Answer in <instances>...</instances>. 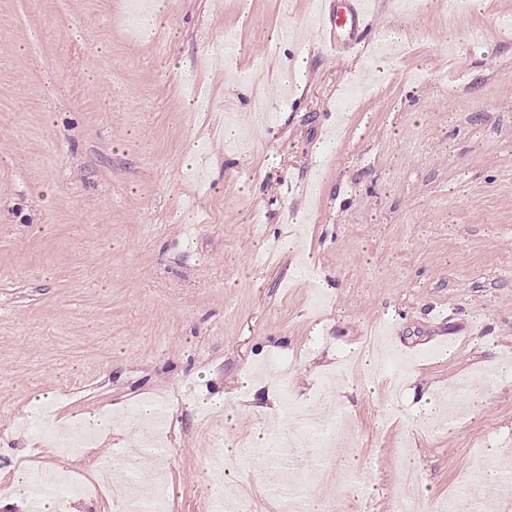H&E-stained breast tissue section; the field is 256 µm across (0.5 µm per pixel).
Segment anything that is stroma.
Instances as JSON below:
<instances>
[{
  "mask_svg": "<svg viewBox=\"0 0 512 512\" xmlns=\"http://www.w3.org/2000/svg\"><path fill=\"white\" fill-rule=\"evenodd\" d=\"M148 2L0 0V419L37 417L41 390L50 424L102 409L115 424L72 456L0 432V473L91 476L138 452L128 409L149 399L168 411V512H214L217 448L250 441L282 395L363 379L351 351L380 332L406 369L325 411L356 466L342 488L335 448L298 449L304 493L344 512L458 497L482 453L512 449V0L453 18L444 0H372L363 36L382 60L362 75L321 47L316 0H170L152 32ZM286 26L309 53L296 98L291 47L267 53ZM190 140L209 168L186 165ZM289 237L311 240L313 267ZM277 369L288 388L246 403L242 376ZM476 380L483 407L423 418V394ZM217 392L223 411L206 409ZM269 467L259 451L229 463L226 497L277 512Z\"/></svg>",
  "mask_w": 512,
  "mask_h": 512,
  "instance_id": "obj_1",
  "label": "stroma"
}]
</instances>
